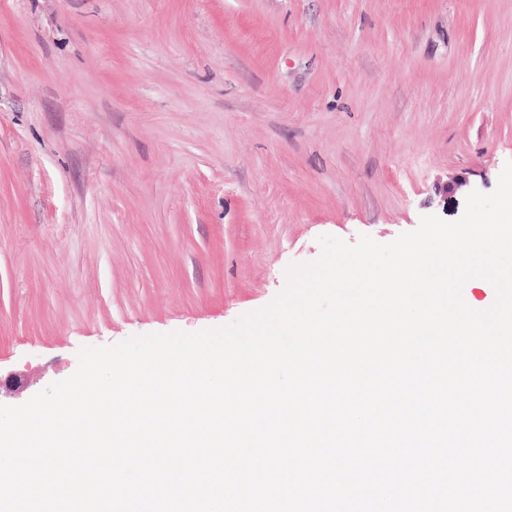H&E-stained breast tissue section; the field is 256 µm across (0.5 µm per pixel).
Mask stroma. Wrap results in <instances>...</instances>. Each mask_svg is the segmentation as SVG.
<instances>
[{
  "instance_id": "1",
  "label": "stroma",
  "mask_w": 512,
  "mask_h": 512,
  "mask_svg": "<svg viewBox=\"0 0 512 512\" xmlns=\"http://www.w3.org/2000/svg\"><path fill=\"white\" fill-rule=\"evenodd\" d=\"M510 160L512 0H0V404Z\"/></svg>"
}]
</instances>
